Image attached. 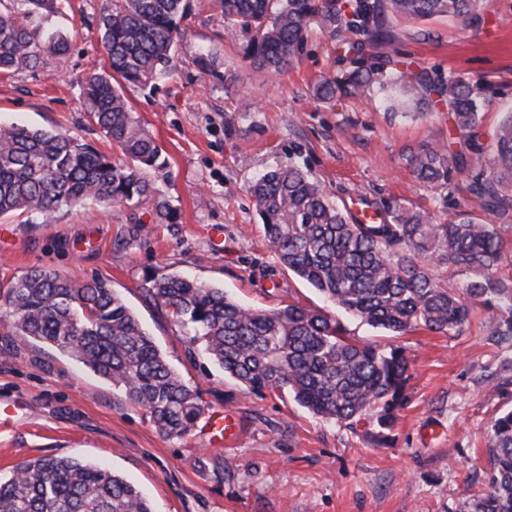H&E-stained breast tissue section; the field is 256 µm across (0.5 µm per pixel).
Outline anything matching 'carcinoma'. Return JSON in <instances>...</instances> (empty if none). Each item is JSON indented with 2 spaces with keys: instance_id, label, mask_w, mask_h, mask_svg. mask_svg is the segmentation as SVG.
I'll return each mask as SVG.
<instances>
[{
  "instance_id": "carcinoma-1",
  "label": "carcinoma",
  "mask_w": 512,
  "mask_h": 512,
  "mask_svg": "<svg viewBox=\"0 0 512 512\" xmlns=\"http://www.w3.org/2000/svg\"><path fill=\"white\" fill-rule=\"evenodd\" d=\"M224 33L247 35L251 64L282 72L308 31L326 33L340 55L336 76L315 88L336 95L381 98L387 109L420 112L445 104L464 149L443 146L409 155L414 176L446 190L467 174V193L481 210L512 212V111L480 139L491 86L438 69L402 70L391 47L398 20L435 16L482 21L483 0H219ZM66 0H0V75L45 69L70 47L61 33L41 41L28 20L61 11ZM190 0H111L101 16L108 67L86 75L82 101L88 121L112 141L119 158L61 132L0 125V218L86 202L139 204L158 193L145 176L165 165L153 138L133 118L122 85L155 87L177 71L181 22ZM248 191L281 264L328 302L391 336L412 328L460 332L476 304L495 311L494 336L512 337V277L500 274L507 254L494 225L471 211L446 220L394 203L356 217L339 206L308 170L288 162L258 178ZM465 278L463 291L448 277ZM147 292L205 353L251 393L288 391L316 417L353 425L374 419L384 444L407 400L410 361L399 346L379 348L349 335L322 308L288 303L275 310L245 307L224 289L165 274ZM10 327L48 344L121 388L171 438L188 434L204 413L197 389L169 366L125 301L99 279L81 282L51 269L11 281L0 295ZM491 475L466 512H512V411L498 417L489 439ZM0 512H153L148 498L119 474L69 458L20 463L0 478Z\"/></svg>"
}]
</instances>
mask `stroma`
I'll return each mask as SVG.
<instances>
[{
    "instance_id": "35a3bbf8",
    "label": "stroma",
    "mask_w": 512,
    "mask_h": 512,
    "mask_svg": "<svg viewBox=\"0 0 512 512\" xmlns=\"http://www.w3.org/2000/svg\"><path fill=\"white\" fill-rule=\"evenodd\" d=\"M108 5L69 0L62 14L31 19L32 32L60 31L71 48L57 65L0 77V121L111 152V140L88 122L79 89L86 73L107 63L98 22ZM190 5L175 74L152 89L123 88L167 161L146 172L158 195L135 206L89 203L0 220V285L38 267L108 281L169 365L198 387L205 413L231 412L239 435L219 448L200 424L166 437L110 381L9 331L0 311V405L23 407L14 424L0 425V476L27 460L75 457L140 488L153 512H463L489 474L492 426L512 411V340L491 336L489 309L475 306L457 333L393 337L340 314L350 335L403 347L411 360L408 399L391 445L381 447L372 421L350 428L316 418L288 394L247 393L146 292L150 277L178 273L247 306L326 307L280 264L248 185L292 160L337 203L377 208L395 200L455 216L473 207L464 189L431 188L406 163L421 147L457 148L450 113L394 114L370 96L317 99L316 85L336 74L326 35L310 32L291 65L273 76L250 64L246 37L225 36L217 0ZM482 13L476 27L434 18L423 39L412 23L395 30L398 51L415 65L492 85L481 129L487 142L512 110V0H485ZM244 99L250 111L239 110ZM160 203L168 208L161 221Z\"/></svg>"
}]
</instances>
